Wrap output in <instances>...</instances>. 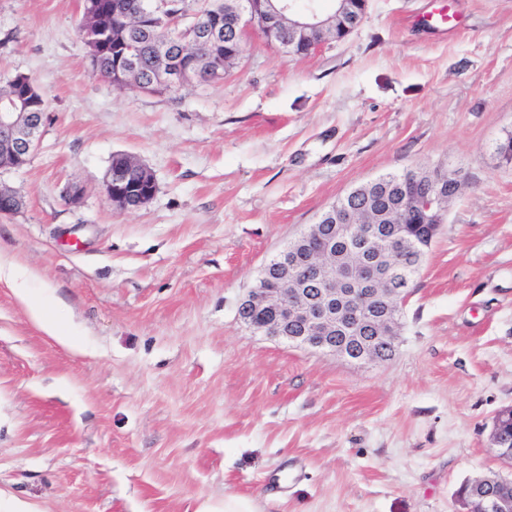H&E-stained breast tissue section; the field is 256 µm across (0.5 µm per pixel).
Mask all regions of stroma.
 <instances>
[{"mask_svg":"<svg viewBox=\"0 0 512 512\" xmlns=\"http://www.w3.org/2000/svg\"><path fill=\"white\" fill-rule=\"evenodd\" d=\"M369 0L361 26L292 60L259 33L223 80L176 92L92 72L81 0H0V79L47 100L37 150L0 184V512H466L512 477V0ZM157 191L117 211L114 155ZM464 191L408 290L398 349L356 363L247 328L242 296L353 187L407 169ZM81 189L78 203L70 190ZM46 306L72 346L30 309ZM506 416L510 417V412L502 413L501 415L498 414L495 423L499 424V420ZM500 428L501 431L511 439L502 436L500 432L494 428L492 433V443L494 448L497 450L498 457L512 466V417H510V419L506 418L502 420ZM196 512H261L257 510L255 501L245 496H225L219 506H208Z\"/></svg>","mask_w":512,"mask_h":512,"instance_id":"1","label":"stroma"}]
</instances>
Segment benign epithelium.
<instances>
[{"mask_svg":"<svg viewBox=\"0 0 512 512\" xmlns=\"http://www.w3.org/2000/svg\"><path fill=\"white\" fill-rule=\"evenodd\" d=\"M298 0H224V12L211 11L209 21L199 23L200 13L181 25L185 11H171L174 0H150L140 12V23L128 28L119 44L116 71L124 76L138 74V49L134 34L145 28L162 27L173 32V41L155 43L156 54L166 67L161 69L157 82L143 86L152 92L159 87L176 90L196 81V75L206 60L207 49L224 41V32L232 30L238 43L260 27L268 34V43L274 45L286 58L297 52H310L338 32L347 37L362 23L368 0H336V8L323 12L317 0H306L305 8L297 7ZM109 30H91L83 27L80 39L93 42L99 48L107 45ZM36 86L22 85L19 91L0 102V169L7 161L24 167L36 151L45 113L36 112ZM143 179L139 183L115 172L104 181L109 201L126 209L139 208L148 203L156 192L155 180L143 164H138ZM433 188L419 197L423 213L432 217L444 212L448 201L461 192L457 179L445 181L430 179ZM344 224L338 235L328 240L326 247L308 257L302 255L297 237L284 247L275 259L277 266H299L303 276L300 282L280 288H264L262 283L271 277V264L263 266L257 284L241 300L237 313L247 327L291 345L336 355L353 361H382V349H397L395 329L404 301L403 291L410 282L404 276L398 288H381L375 269L362 260L364 248L379 237L375 224H365L362 209L347 208ZM271 309L275 318L264 324L255 323L251 314ZM492 443L498 457L512 465V438L493 430ZM467 512H512V499L492 494H477L466 503Z\"/></svg>","mask_w":512,"mask_h":512,"instance_id":"benign-epithelium-1","label":"benign epithelium"}]
</instances>
